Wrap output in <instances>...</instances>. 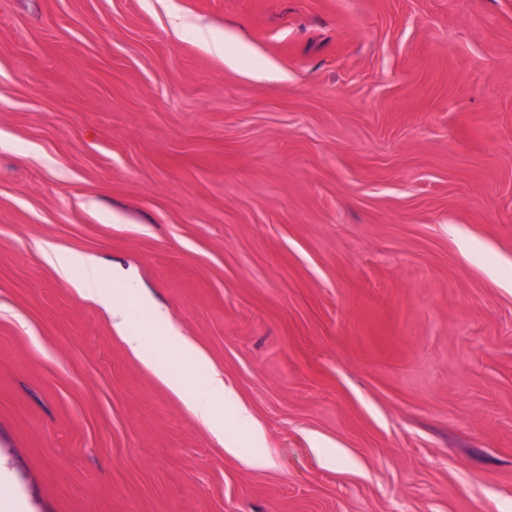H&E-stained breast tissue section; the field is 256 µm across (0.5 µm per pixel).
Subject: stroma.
<instances>
[{"label":"stroma","instance_id":"stroma-1","mask_svg":"<svg viewBox=\"0 0 512 512\" xmlns=\"http://www.w3.org/2000/svg\"><path fill=\"white\" fill-rule=\"evenodd\" d=\"M0 473L22 512H512V0H0ZM49 261L65 277L78 271L77 286L82 295L100 302L108 310L114 328L122 335L134 356L146 367L154 369L157 376L172 391L181 395L186 373L205 362L203 352L159 311L152 310L144 320L139 314L145 310L147 296L131 285L113 280L112 287H106L102 269L95 257L52 248L47 253ZM139 324L141 331L133 330ZM172 349L174 358L167 366L157 369V361L164 350ZM188 409L215 436L224 437V407L229 408L239 421L249 419L247 412L237 405L233 393L224 384V376L208 372L197 392L186 402Z\"/></svg>","mask_w":512,"mask_h":512}]
</instances>
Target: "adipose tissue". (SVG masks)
Listing matches in <instances>:
<instances>
[{
	"label": "adipose tissue",
	"mask_w": 512,
	"mask_h": 512,
	"mask_svg": "<svg viewBox=\"0 0 512 512\" xmlns=\"http://www.w3.org/2000/svg\"><path fill=\"white\" fill-rule=\"evenodd\" d=\"M47 257L63 276H76L82 295L100 302L108 310L114 328L122 335L134 356L175 393H182L187 372L205 361L203 352L158 310L142 317L146 295L126 283L106 285L95 257L61 249H51ZM174 357L165 368L157 361L164 350ZM189 410L215 436L224 434V413L232 411L237 420H247V412L237 405L220 372L212 371L202 379L196 393L187 402Z\"/></svg>",
	"instance_id": "1"
}]
</instances>
